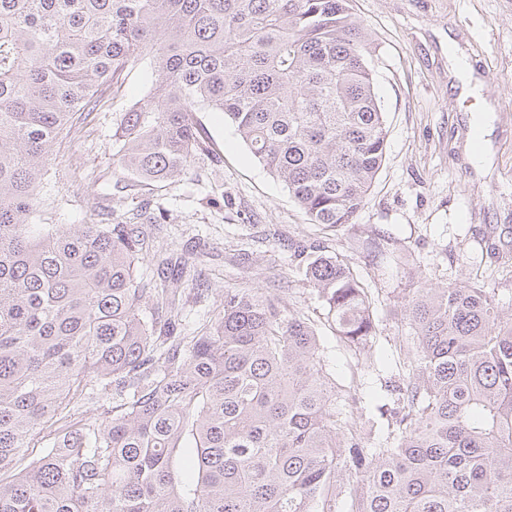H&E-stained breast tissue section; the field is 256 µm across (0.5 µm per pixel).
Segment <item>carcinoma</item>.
I'll list each match as a JSON object with an SVG mask.
<instances>
[{"mask_svg": "<svg viewBox=\"0 0 512 512\" xmlns=\"http://www.w3.org/2000/svg\"><path fill=\"white\" fill-rule=\"evenodd\" d=\"M351 0H0V512H512V315L473 282L414 288L418 339L376 448L336 412L304 314L224 289L183 336L138 272V227L42 223L60 135L124 74L155 81L113 134L122 190L217 155L220 112L312 224L352 222L385 158L372 41ZM304 278L336 336L372 298L326 247ZM112 401L103 417L85 400ZM36 448L42 452L34 457Z\"/></svg>", "mask_w": 512, "mask_h": 512, "instance_id": "1", "label": "carcinoma"}]
</instances>
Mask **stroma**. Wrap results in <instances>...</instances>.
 I'll use <instances>...</instances> for the list:
<instances>
[{"label": "stroma", "mask_w": 512, "mask_h": 512, "mask_svg": "<svg viewBox=\"0 0 512 512\" xmlns=\"http://www.w3.org/2000/svg\"><path fill=\"white\" fill-rule=\"evenodd\" d=\"M351 5L376 47L371 67L387 130L385 160L352 223L329 229L309 223L234 128L210 112L203 120L219 156L197 157L178 177L143 182L113 209L122 174L113 162L112 136L149 90L153 75L144 65L130 71L119 95L104 92L95 110L64 130L48 175L53 201L43 217L49 224H80L96 206L114 224L128 221L143 203L164 213V223L140 227L148 246L140 271L153 276L169 254L188 257L185 278H167L182 296L178 318L185 335L222 308L225 289L260 288L278 296L282 307L313 321L336 381V409L375 446L387 434L377 410L383 387L408 383L416 354L412 330L398 314L407 290L471 281L495 289L504 310H512V0ZM452 42L467 54L483 83L482 98L495 109L491 160L481 178L472 157L477 132L468 124L479 107L459 100L449 86ZM377 234L396 262H375L356 250V241ZM295 241L348 259L368 288L376 334L361 355L337 340L292 255ZM243 252L250 255L245 264ZM195 282L201 290H192Z\"/></svg>", "instance_id": "35a3bbf8"}]
</instances>
